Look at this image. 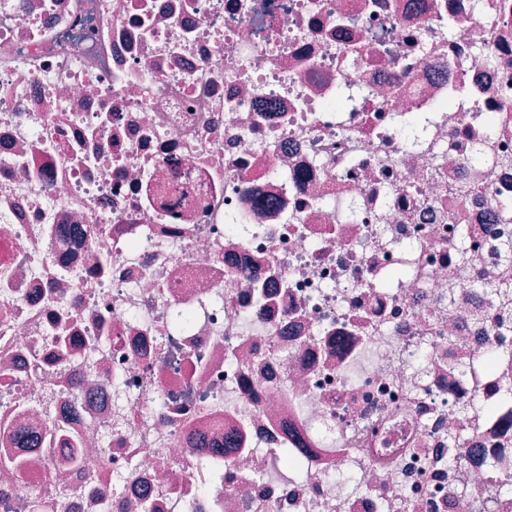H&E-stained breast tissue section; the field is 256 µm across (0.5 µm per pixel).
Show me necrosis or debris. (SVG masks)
<instances>
[{"label": "necrosis or debris", "mask_w": 512, "mask_h": 512, "mask_svg": "<svg viewBox=\"0 0 512 512\" xmlns=\"http://www.w3.org/2000/svg\"><path fill=\"white\" fill-rule=\"evenodd\" d=\"M504 276L512 0H0V512H512Z\"/></svg>", "instance_id": "necrosis-or-debris-1"}]
</instances>
